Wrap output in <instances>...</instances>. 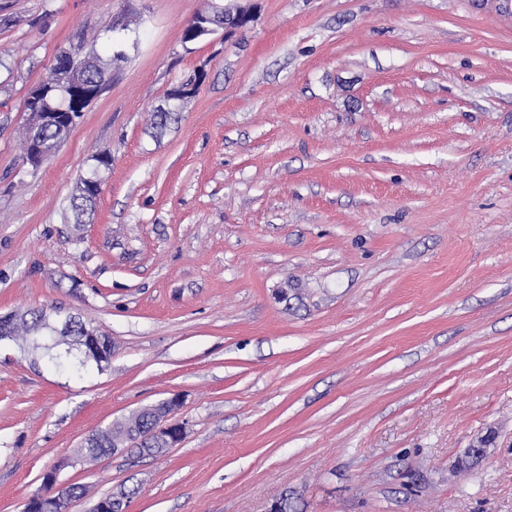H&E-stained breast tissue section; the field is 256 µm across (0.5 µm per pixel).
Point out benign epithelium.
Segmentation results:
<instances>
[{
    "mask_svg": "<svg viewBox=\"0 0 512 512\" xmlns=\"http://www.w3.org/2000/svg\"><path fill=\"white\" fill-rule=\"evenodd\" d=\"M250 21V8H223L212 2L210 7L198 11L184 27L182 44L196 43L220 31L224 32V36H230L246 27ZM74 63L72 53L66 50L57 56L53 70L67 93L74 97L75 108L79 110L100 95L107 81H102L96 90L88 89L82 84V73L72 70ZM196 88L197 80H186L173 87L169 97L181 102L193 96ZM27 110L29 116L33 117L31 124L36 126L49 122L67 124L72 118L70 113L42 111V92L36 89L31 90L28 96ZM74 344L84 361H93L99 367L108 362L114 350L109 338L100 336L97 330L88 327L84 328L82 335L74 337ZM181 403V397L174 394L150 406L154 411L150 428L142 434L134 433L114 443L112 452L140 448L142 453L148 455L156 447L168 449L179 445L187 431V423L174 418ZM77 499V494L58 481L57 469L53 468L43 472L41 490L28 501L27 508H38L41 512H72V505ZM125 508V500L109 497L96 503L92 512H125Z\"/></svg>",
    "mask_w": 512,
    "mask_h": 512,
    "instance_id": "7a95c632",
    "label": "benign epithelium"
}]
</instances>
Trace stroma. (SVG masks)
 I'll list each match as a JSON object with an SVG mask.
<instances>
[{
	"label": "stroma",
	"instance_id": "stroma-1",
	"mask_svg": "<svg viewBox=\"0 0 512 512\" xmlns=\"http://www.w3.org/2000/svg\"><path fill=\"white\" fill-rule=\"evenodd\" d=\"M250 3L185 47L205 0H0V315L115 346H0V512L51 467L74 512H512V0ZM72 44L124 58L35 168L24 101ZM173 393L179 445L83 455ZM207 2H211L210 7L198 11L184 27V38L181 42L184 46L201 41L219 31L224 32V37L230 36L246 27L252 19L249 7L237 6L231 9L217 5L214 3L216 1ZM87 175L77 180L71 196V210L76 218V224H82V217L94 212L97 198L100 194V190L94 192L89 187L86 181ZM83 326V322L73 319L68 328V336H75L73 342L85 362L93 361L101 368L103 367L102 363H107L112 355L114 350L112 341L108 336H99L97 330L86 326L80 336Z\"/></svg>",
	"mask_w": 512,
	"mask_h": 512
}]
</instances>
